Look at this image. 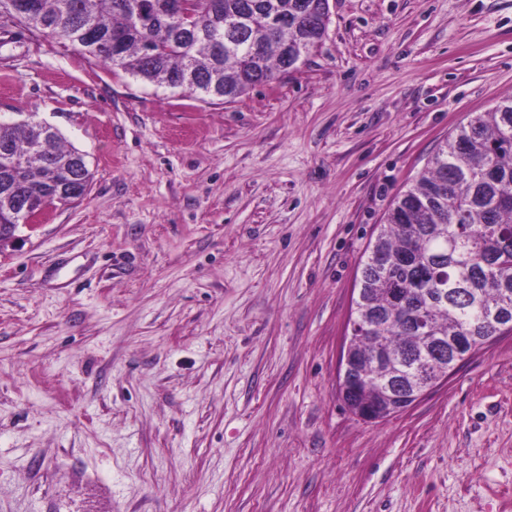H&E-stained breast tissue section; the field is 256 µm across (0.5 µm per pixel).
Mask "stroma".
Instances as JSON below:
<instances>
[{
  "mask_svg": "<svg viewBox=\"0 0 512 512\" xmlns=\"http://www.w3.org/2000/svg\"><path fill=\"white\" fill-rule=\"evenodd\" d=\"M511 93L512 0H330L223 104L0 33V117L93 174L0 246V512H512V335L383 420L339 389L394 197Z\"/></svg>",
  "mask_w": 512,
  "mask_h": 512,
  "instance_id": "stroma-1",
  "label": "stroma"
}]
</instances>
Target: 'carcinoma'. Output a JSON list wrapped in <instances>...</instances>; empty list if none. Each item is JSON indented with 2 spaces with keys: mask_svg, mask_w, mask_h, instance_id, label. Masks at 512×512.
<instances>
[{
  "mask_svg": "<svg viewBox=\"0 0 512 512\" xmlns=\"http://www.w3.org/2000/svg\"><path fill=\"white\" fill-rule=\"evenodd\" d=\"M0 0V29L68 42L84 59L181 96L232 101L284 73L283 48L304 60L326 32L319 0H193L195 22L168 21L169 0H37L27 15ZM141 11L155 26L131 23ZM239 19L241 33L227 34ZM263 45L259 55L252 45ZM39 123L0 120V195L55 198L58 180L90 184L83 154L58 133L37 149ZM353 314L354 413L384 419L406 389L435 384L466 360L459 337L480 344L512 324V95L441 141L399 192L363 261Z\"/></svg>",
  "mask_w": 512,
  "mask_h": 512,
  "instance_id": "obj_1",
  "label": "carcinoma"
}]
</instances>
